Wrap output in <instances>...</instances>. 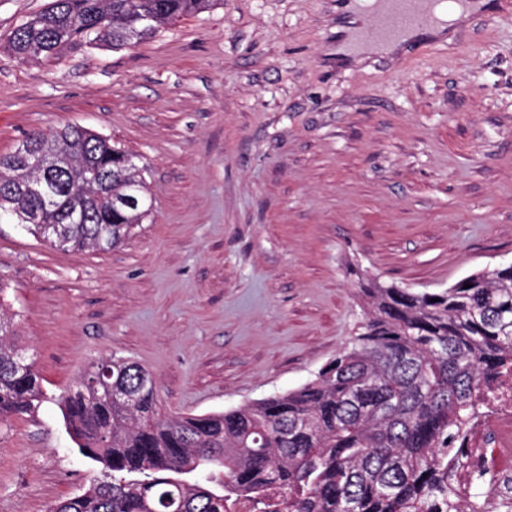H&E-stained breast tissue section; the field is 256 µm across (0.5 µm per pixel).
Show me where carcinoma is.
I'll list each match as a JSON object with an SVG mask.
<instances>
[{
    "mask_svg": "<svg viewBox=\"0 0 512 512\" xmlns=\"http://www.w3.org/2000/svg\"><path fill=\"white\" fill-rule=\"evenodd\" d=\"M214 0H52L12 31L18 58L69 46L128 45ZM26 156H0V216L60 247L110 249L151 212L133 157L88 129L33 133ZM53 156L47 170L35 164ZM129 196L136 203L118 207ZM469 288H464V285ZM361 320L315 378L288 392L204 415L164 417L152 376L115 356L61 398L80 455L102 465L85 490L50 512H227L246 498L261 512H483L448 492L461 428L477 390L512 372V271L485 268L441 292L362 280ZM0 321V424L45 394L34 363ZM129 395L95 398L91 384Z\"/></svg>",
    "mask_w": 512,
    "mask_h": 512,
    "instance_id": "carcinoma-1",
    "label": "carcinoma"
}]
</instances>
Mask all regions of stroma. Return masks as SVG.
Returning <instances> with one entry per match:
<instances>
[{
    "label": "stroma",
    "mask_w": 512,
    "mask_h": 512,
    "mask_svg": "<svg viewBox=\"0 0 512 512\" xmlns=\"http://www.w3.org/2000/svg\"><path fill=\"white\" fill-rule=\"evenodd\" d=\"M452 41L339 64L336 0H215L123 50L22 61L50 0H0V155L66 125L145 169L121 245L0 223V313L46 401L0 426V512H49L101 466L57 403L105 355L171 415L314 378L361 318L360 279L438 291L512 260V0Z\"/></svg>",
    "instance_id": "stroma-1"
}]
</instances>
